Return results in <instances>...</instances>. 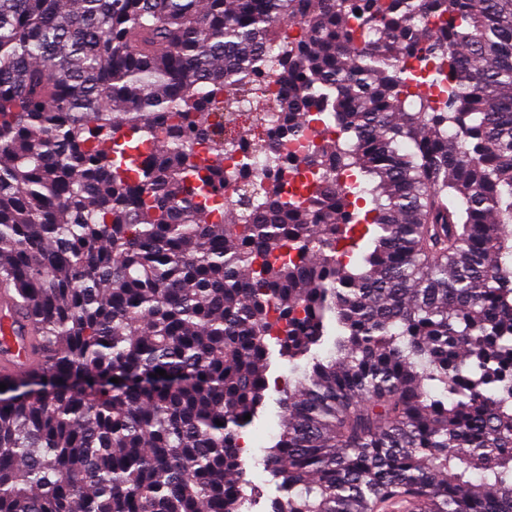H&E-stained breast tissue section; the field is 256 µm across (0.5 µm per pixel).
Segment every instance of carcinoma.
Wrapping results in <instances>:
<instances>
[{
  "mask_svg": "<svg viewBox=\"0 0 512 512\" xmlns=\"http://www.w3.org/2000/svg\"><path fill=\"white\" fill-rule=\"evenodd\" d=\"M0 289V512H512V0H0ZM241 94L238 96L239 104L243 109H249L252 106V101L254 96L262 97L266 100L268 104V108L266 111L267 114V120L266 124L262 128L261 132L263 139H267V132L269 130V127L273 123V120L275 119L277 115V111L273 106H271L267 100H274L283 98L288 95V89L286 87H283L281 84H279L276 81V77L274 74H270L268 77L265 78V81L262 82L259 85H256L254 87H247L243 89L242 91H238ZM271 153L272 160L288 156L289 159L294 161V164L303 167L306 156V142L293 140H288V142L276 141L275 148ZM289 369L288 360L281 359L275 351L267 371L270 383V389L267 392V409L245 432L247 434L246 440H248L247 445L250 447L248 448L249 466L246 478L250 480L252 486L259 487V491L262 490L253 508L255 512H270L271 500L276 495L274 486L267 485L265 482L268 478L267 474L263 472L262 466L255 467L254 461L264 456L265 449L271 446L273 438L279 432L278 409L275 404L278 394L273 391L274 380L278 378L280 385L284 386V382H288Z\"/></svg>",
  "mask_w": 512,
  "mask_h": 512,
  "instance_id": "carcinoma-1",
  "label": "carcinoma"
}]
</instances>
